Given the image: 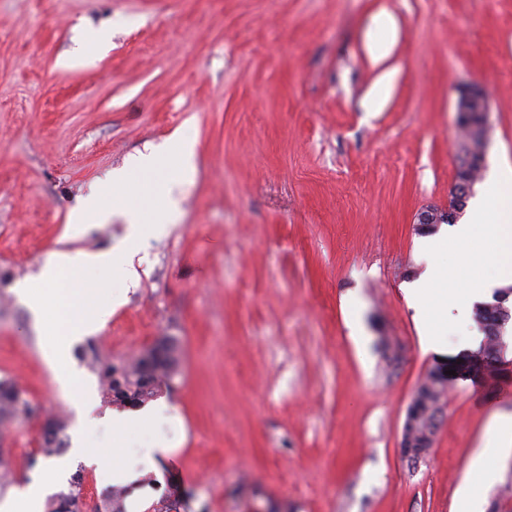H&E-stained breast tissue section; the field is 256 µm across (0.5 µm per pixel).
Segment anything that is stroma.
<instances>
[{"instance_id": "stroma-1", "label": "stroma", "mask_w": 512, "mask_h": 512, "mask_svg": "<svg viewBox=\"0 0 512 512\" xmlns=\"http://www.w3.org/2000/svg\"><path fill=\"white\" fill-rule=\"evenodd\" d=\"M110 29L107 51L96 37ZM87 56L65 67L62 57ZM490 99L477 182L512 158V0H0V379L41 411L0 425L12 486L44 419L73 422L13 291L45 256L96 251L122 220L69 226L77 197L174 134L196 144L176 225H156L139 286L71 351L116 362L176 337L167 403L181 442L163 496L185 512H454L512 355L457 376L427 457L399 448L441 360L403 286L424 264L419 210L448 202L456 101Z\"/></svg>"}]
</instances>
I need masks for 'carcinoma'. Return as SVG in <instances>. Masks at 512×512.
Returning <instances> with one entry per match:
<instances>
[{
	"mask_svg": "<svg viewBox=\"0 0 512 512\" xmlns=\"http://www.w3.org/2000/svg\"><path fill=\"white\" fill-rule=\"evenodd\" d=\"M474 321L484 334L477 353L497 362L503 347V333L500 328L496 311L489 310L479 304L474 310ZM160 353V360L148 375L142 373L140 357L123 360L119 363L98 361V370L103 385L109 394V402L117 405H141L152 399L157 393L171 386L179 371L180 356L178 341L173 336H160L153 342ZM446 380L442 374L434 371L427 375L423 393L425 407L430 413H435V404L441 401ZM37 412V407L23 396L18 387L8 379H0V421L17 415L31 416ZM57 435L42 440L39 456L32 458L31 465H36L39 459H50L59 454L63 441L60 432L65 428L61 420H55ZM83 475L76 471L69 479V489L52 496L47 503L46 512H84L86 503L83 498ZM126 489L112 487L102 496L93 507V512H123L122 500Z\"/></svg>",
	"mask_w": 512,
	"mask_h": 512,
	"instance_id": "cac0c4a2",
	"label": "carcinoma"
}]
</instances>
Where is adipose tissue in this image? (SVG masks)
<instances>
[{
  "label": "adipose tissue",
  "instance_id": "adipose-tissue-1",
  "mask_svg": "<svg viewBox=\"0 0 512 512\" xmlns=\"http://www.w3.org/2000/svg\"><path fill=\"white\" fill-rule=\"evenodd\" d=\"M195 144L184 138H172L165 145L152 147L130 156L122 169L96 192L80 199L70 213V222L83 227L89 221L106 223L118 208H125L127 224L123 236L112 248L101 251L53 252L42 264L36 282L20 281L15 293L30 310L43 340V358L53 371L61 391H69L77 379L70 359L72 345L83 336L99 331L112 312L124 303L122 293L113 291V270H121L128 286H138L140 275L134 258L141 245L153 234L154 220L175 221L180 200V178L188 174L194 162ZM95 273L99 284L96 301L85 302L78 287L86 273ZM97 406L93 390L83 389L72 402L77 419L73 426V448L92 467L98 486L131 487L126 512H148L164 479L161 465L179 454V447L155 436L158 418L166 403L105 413L104 421L112 425L109 447L97 448L88 438L86 413ZM150 435L149 444L132 456H117L140 435ZM512 450V413L493 415L474 455L467 480L459 490L457 512H473V502L489 481L491 467L498 454ZM67 470L66 460L49 463L43 474L30 484L14 488L0 496V512H43L44 502ZM155 475L151 485L141 484L143 473Z\"/></svg>",
  "mask_w": 512,
  "mask_h": 512
}]
</instances>
